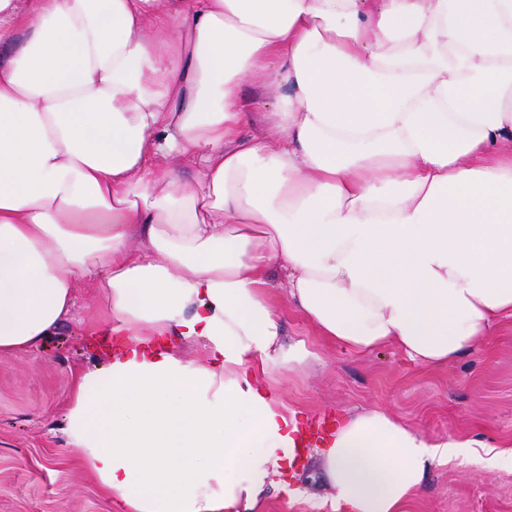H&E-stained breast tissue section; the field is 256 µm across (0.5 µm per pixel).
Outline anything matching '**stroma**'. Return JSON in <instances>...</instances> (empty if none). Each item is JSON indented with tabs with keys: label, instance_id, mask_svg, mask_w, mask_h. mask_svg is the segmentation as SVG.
<instances>
[{
	"label": "stroma",
	"instance_id": "1",
	"mask_svg": "<svg viewBox=\"0 0 512 512\" xmlns=\"http://www.w3.org/2000/svg\"><path fill=\"white\" fill-rule=\"evenodd\" d=\"M285 343H303L305 372L270 368L289 406L310 423L341 415L389 411L427 438L471 439L512 449V321L498 323L476 351L429 369L394 347L358 355L318 341L286 303ZM95 291L80 285L75 317L34 351L0 355V512H115L92 475L67 448L60 426L73 377L106 359L89 331L102 318ZM315 502L288 503L268 494L262 512H332L330 494L313 466L298 473ZM410 512H512V471L459 458L432 469Z\"/></svg>",
	"mask_w": 512,
	"mask_h": 512
}]
</instances>
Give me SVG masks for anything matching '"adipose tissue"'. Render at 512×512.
Returning a JSON list of instances; mask_svg holds the SVG:
<instances>
[{"mask_svg":"<svg viewBox=\"0 0 512 512\" xmlns=\"http://www.w3.org/2000/svg\"><path fill=\"white\" fill-rule=\"evenodd\" d=\"M246 79L287 88L270 139ZM274 269L359 354L447 365L512 318V0H0V354L92 281L116 346L61 433L118 512L288 487L305 425L265 378L307 351ZM475 446L371 410L317 460L335 512H406Z\"/></svg>","mask_w":512,"mask_h":512,"instance_id":"ef3b65f1","label":"adipose tissue"}]
</instances>
